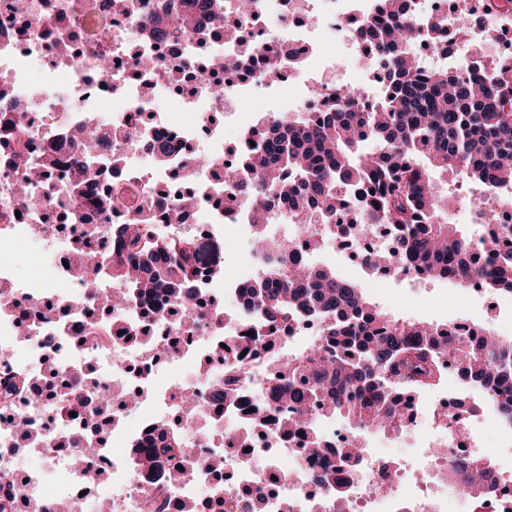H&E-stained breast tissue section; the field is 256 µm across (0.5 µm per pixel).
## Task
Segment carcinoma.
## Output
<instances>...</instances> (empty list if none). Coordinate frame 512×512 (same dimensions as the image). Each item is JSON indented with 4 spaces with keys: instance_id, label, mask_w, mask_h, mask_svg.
<instances>
[{
    "instance_id": "obj_1",
    "label": "carcinoma",
    "mask_w": 512,
    "mask_h": 512,
    "mask_svg": "<svg viewBox=\"0 0 512 512\" xmlns=\"http://www.w3.org/2000/svg\"><path fill=\"white\" fill-rule=\"evenodd\" d=\"M225 0H205L209 26L191 14H172L165 28L154 17L141 28L163 32L175 41L186 38L196 45L190 64L168 66L172 85L181 87L186 68L206 76L221 58L210 53L215 31H227ZM405 0H386L384 8L360 20L358 33L378 69L380 93L369 102L363 87L336 89L333 103L314 121L303 112H269L256 130L242 134L243 157L234 167L219 171L221 187L235 193L251 213L253 251L264 255L259 275L240 289L235 315H253L258 325L246 336H226L225 353L256 354L273 345L286 330V321L315 317L324 323L322 341L294 354L274 359V392L283 405L301 407L281 424L297 431L301 452L312 457L326 451L323 423L341 417L354 439L336 451L342 466L360 457L363 434L394 431L411 412L407 399L427 382L443 379L442 360L452 362L466 382L484 387L481 404L506 426L512 425V338L489 332L476 339L456 337V327L426 321H399L371 303L353 281L340 277L330 265L316 267L302 259L288 237L268 234L266 225L293 216L298 224L316 226L315 235L356 236L373 225L391 232L389 247L366 255L361 265L371 273L379 268L405 275L414 272L430 281L448 280L473 285L481 282L492 292L512 294V250L493 252L499 237L488 240L463 232L448 223V197L435 191L437 176L461 172L482 190L478 223L495 224L499 211L512 206L503 189L512 188V77L476 68L422 71L408 47L416 41L439 46L431 29H422L407 13ZM257 52L247 42L240 55L229 56L222 71L249 73ZM255 145H250L253 140ZM26 131L18 127L13 138L0 139V153L12 158L17 169L20 206L35 205L32 189L49 180L54 169L71 165L79 176L61 184L54 200L69 224L112 223L119 193L113 190L112 167L98 165L96 146L60 153L32 166L26 156ZM360 190L361 217L348 224L331 223L344 205L343 189ZM114 236L119 247L103 258L82 243L74 247L75 264L83 288L98 291V282H110L117 291L97 301L112 310L137 304L144 296L159 294L174 304L176 317L190 310L200 319L224 320L215 305L198 310L194 286L200 276L196 253L186 239L152 243L140 224H122ZM150 339L137 327H123L118 346H146ZM251 373L238 364L215 391L214 403L231 405L238 397L237 380ZM24 392L33 393L28 377L17 371L0 376V401L7 404ZM59 418L76 414L83 427L105 433L112 403L121 398L79 371L57 393ZM150 447L131 450V465L152 474L156 463L169 468L166 487L184 477L187 460L195 456L179 423L153 428ZM99 449H85L79 465L88 478L104 475ZM453 488L467 490L465 498L478 506L480 492L491 485L490 475L470 464L450 466ZM0 512H40L20 485L0 487Z\"/></svg>"
}]
</instances>
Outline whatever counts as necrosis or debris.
<instances>
[{
  "mask_svg": "<svg viewBox=\"0 0 512 512\" xmlns=\"http://www.w3.org/2000/svg\"><path fill=\"white\" fill-rule=\"evenodd\" d=\"M321 0H253L250 14L243 22L247 37L269 54L280 75L297 76L296 93L289 106L311 112L332 97L337 88L336 60L321 52L320 36L342 30L348 18H362L371 0H338V10L324 11ZM203 0H127L123 10L112 8V0H0V82L13 90L10 107L0 109V127L24 126L41 157L69 144L87 115H94L91 132L102 144L100 159L111 161L121 156L120 166L112 172V184L125 198L113 216L114 223L137 222L138 209L150 204L157 188L169 196L182 190L183 148H206L213 167L198 170L202 184L215 181V168L237 164L239 154L224 150V128L211 122L213 113L223 112L235 125L248 127L250 117L242 111L243 100L253 99L258 88H271L274 80L254 72L233 73L224 87L223 99L214 98L195 72H187V86H170L163 73L167 64L194 56L193 41L171 42L157 34L141 32L140 18L167 10L192 12L199 23H206ZM413 18L423 25L437 26L447 35L442 51L416 49L423 69L456 67L459 61H473L478 54L471 42L456 38V8L447 0H409ZM470 18L484 21L494 38L488 64L512 75V50L499 39L503 28L512 25V10L487 16L485 10L470 11ZM151 58L158 70L149 82L134 78L136 62ZM108 60L110 72L98 74L100 60ZM179 99L183 119H172L169 104ZM170 141L179 148L165 164H157L148 141ZM14 177L0 161V373L24 371L31 384L45 392L41 404L25 398L12 406H0V483L22 484L31 498L41 504L42 512H69L73 501H80L85 512H149L163 482L162 476L133 475L128 451L146 445V430L169 421L181 411V394L209 398L213 388L223 384L233 363L232 357L213 359L206 372L180 377L182 367L206 355L224 336L241 335L245 324L239 320L210 321L196 326L180 323L167 315L166 303L146 301L122 309L118 320H108L90 328L85 291L74 288L73 246L87 241L100 251H109L112 239L93 224H65L56 218L51 205L35 210H19L13 189ZM235 223L243 238H250L252 227L243 208L225 215L223 204L208 199L186 210L178 219L166 212H154L145 232L149 240L167 241L188 238L204 242L216 237L226 223ZM32 242L38 256L50 257L47 274L23 278L16 271L7 250L8 244ZM225 263L238 267L237 275L217 281L200 277L197 295L214 299L236 297L250 282L254 271L235 255ZM60 310L61 318L51 322L31 318L33 307ZM160 310V317L146 321V311ZM147 325L152 342L142 348L116 349L109 337L122 325ZM84 337L80 348H72L70 337ZM286 345H277L265 356L249 358L254 378L240 383L236 402L210 413L212 432L199 430L192 419H185L184 433L207 454L224 458V487L213 484L202 459L190 462V478L170 491L164 512H448L454 493L448 486L449 464L472 463L497 474L495 490L488 493L475 512H500L501 490L512 485L502 475L498 449L485 447L480 428L464 415L467 403L476 402L479 392L467 385L442 389L430 384L436 399L421 402L412 397L413 410L402 423L393 442L403 436L427 438L429 449L422 465L410 471L407 464L390 458L388 453L365 451L352 465V480L346 497H337L328 488L311 480L320 463L299 455L297 433L279 429L281 410L270 390L274 384L272 358L286 353ZM94 364L101 381L122 387L138 398L137 406L112 419V434L120 450L103 452L100 464L112 472V485L92 489L82 468L75 465V449L60 448L56 439L62 434L82 437L76 426L59 428L49 411L54 402L47 391L45 365H53L58 378L69 379L74 368ZM268 407L270 421L263 427H251V412ZM28 422L34 433L27 448H13L14 424ZM444 449L434 459L432 449ZM299 474L298 481L281 488L276 480L282 467Z\"/></svg>",
  "mask_w": 512,
  "mask_h": 512,
  "instance_id": "4bbe7bcc",
  "label": "necrosis or debris"
}]
</instances>
